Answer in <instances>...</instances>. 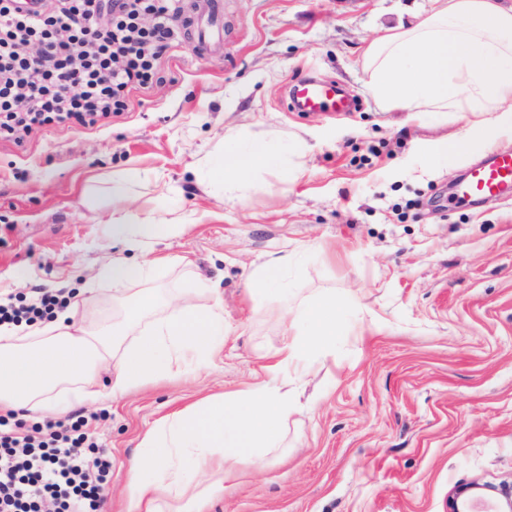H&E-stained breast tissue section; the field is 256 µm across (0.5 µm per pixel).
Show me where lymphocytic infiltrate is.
<instances>
[{"label":"lymphocytic infiltrate","mask_w":512,"mask_h":512,"mask_svg":"<svg viewBox=\"0 0 512 512\" xmlns=\"http://www.w3.org/2000/svg\"><path fill=\"white\" fill-rule=\"evenodd\" d=\"M0 0V140L25 145L48 125L92 129L158 82L178 0ZM40 290L0 304V325H31L66 308ZM112 465L89 417L33 424L0 415V512H103Z\"/></svg>","instance_id":"f902f5d3"}]
</instances>
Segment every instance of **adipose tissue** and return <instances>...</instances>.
Listing matches in <instances>:
<instances>
[{
	"label": "adipose tissue",
	"mask_w": 512,
	"mask_h": 512,
	"mask_svg": "<svg viewBox=\"0 0 512 512\" xmlns=\"http://www.w3.org/2000/svg\"><path fill=\"white\" fill-rule=\"evenodd\" d=\"M359 65L363 82L382 112H501L512 115V0H434L432 9L406 26L368 41ZM267 142L225 145L211 160L212 181L226 195L253 175L285 163ZM108 238L140 246L155 235L173 237L177 224L135 221L113 208ZM89 290L43 326H0V411L23 409L55 416L96 397L98 373L111 369V397L154 382L187 358L205 361L224 346L221 301L208 307L187 288L169 313L140 328L156 296L143 290L122 323L102 334L84 328L79 313ZM335 298L309 303L288 328L273 372L303 376L310 347H327L336 334ZM293 405L287 385L252 386L206 397L157 420L141 439L125 489L145 512H203L242 460L279 447Z\"/></svg>",
	"instance_id": "adipose-tissue-1"
}]
</instances>
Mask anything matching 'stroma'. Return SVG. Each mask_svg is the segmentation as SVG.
<instances>
[{"instance_id":"35a3bbf8","label":"stroma","mask_w":512,"mask_h":512,"mask_svg":"<svg viewBox=\"0 0 512 512\" xmlns=\"http://www.w3.org/2000/svg\"><path fill=\"white\" fill-rule=\"evenodd\" d=\"M220 2L223 49L194 55L176 25L160 82L112 123L0 140V289L92 284L93 331L144 288L156 295L144 328L184 288L224 306V347L200 368L83 404L112 458L111 512H126L129 460L154 422L270 381L287 326L322 296L343 304L335 344L312 349L291 385L284 447L238 464L209 512H448L456 486L512 481V201L448 202L471 164L512 151V117L377 111L361 52L431 0ZM308 77L336 83L353 112L291 111L286 90ZM234 130L288 162L231 201L207 161ZM462 133L468 152L429 169ZM125 171L127 210L183 225L180 236L145 248L105 238ZM114 257L143 267L120 294L97 275ZM281 257L283 288L251 291Z\"/></svg>"}]
</instances>
